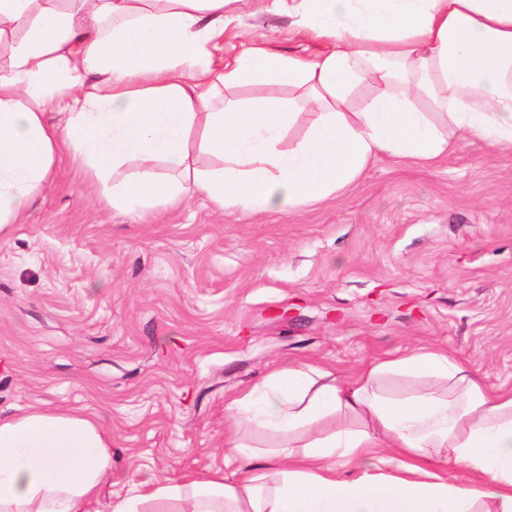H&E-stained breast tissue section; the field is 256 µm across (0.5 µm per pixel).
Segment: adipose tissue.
I'll return each instance as SVG.
<instances>
[{"label": "adipose tissue", "mask_w": 512, "mask_h": 512, "mask_svg": "<svg viewBox=\"0 0 512 512\" xmlns=\"http://www.w3.org/2000/svg\"><path fill=\"white\" fill-rule=\"evenodd\" d=\"M232 0H0V230L20 221L62 152L114 209L143 213L186 185L219 209L300 208L352 183L379 154L430 161L461 132L512 150V0H270L306 44L214 55ZM373 82L363 108L348 104ZM305 88L313 118L286 141L292 103L227 89ZM208 155L217 166L200 169ZM161 162L160 176L147 170ZM289 440L274 466L230 434L240 466L149 474L103 496L105 435L88 418L0 420V512H512V390L439 351L374 360L341 380L307 363L225 405ZM394 459L405 471L372 475ZM475 483L437 475L439 463Z\"/></svg>", "instance_id": "ef3b65f1"}]
</instances>
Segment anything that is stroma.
I'll return each mask as SVG.
<instances>
[{
  "instance_id": "stroma-1",
  "label": "stroma",
  "mask_w": 512,
  "mask_h": 512,
  "mask_svg": "<svg viewBox=\"0 0 512 512\" xmlns=\"http://www.w3.org/2000/svg\"><path fill=\"white\" fill-rule=\"evenodd\" d=\"M268 4L234 0L224 58L299 50ZM418 348L512 389V152L469 136L256 215L197 194L121 214L66 158L0 234V418L93 416L117 476L232 475L227 398L298 362L347 376Z\"/></svg>"
}]
</instances>
